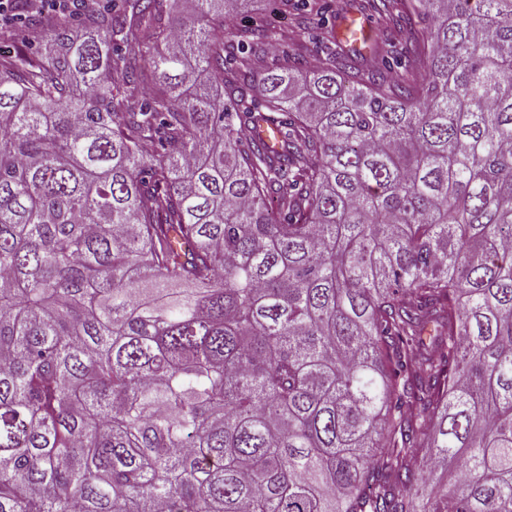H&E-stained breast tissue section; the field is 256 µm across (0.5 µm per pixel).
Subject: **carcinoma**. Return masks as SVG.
I'll list each match as a JSON object with an SVG mask.
<instances>
[{
	"label": "carcinoma",
	"mask_w": 512,
	"mask_h": 512,
	"mask_svg": "<svg viewBox=\"0 0 512 512\" xmlns=\"http://www.w3.org/2000/svg\"><path fill=\"white\" fill-rule=\"evenodd\" d=\"M240 2L0 57V512H512V0L260 102Z\"/></svg>",
	"instance_id": "1"
}]
</instances>
